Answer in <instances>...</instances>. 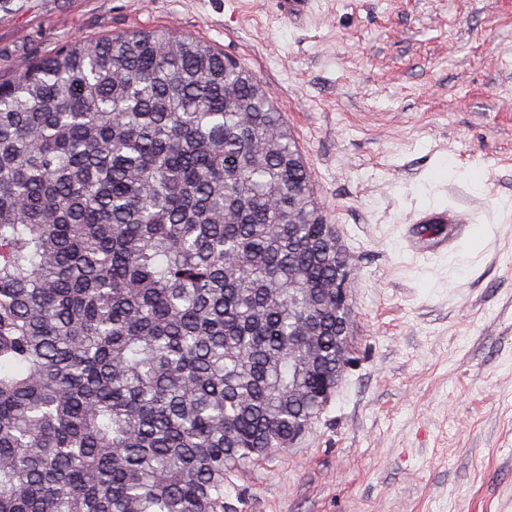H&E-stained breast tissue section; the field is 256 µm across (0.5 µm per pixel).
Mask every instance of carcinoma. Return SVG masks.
Masks as SVG:
<instances>
[{
	"label": "carcinoma",
	"mask_w": 512,
	"mask_h": 512,
	"mask_svg": "<svg viewBox=\"0 0 512 512\" xmlns=\"http://www.w3.org/2000/svg\"><path fill=\"white\" fill-rule=\"evenodd\" d=\"M321 219L281 113L196 38L3 72L0 512H224L347 365Z\"/></svg>",
	"instance_id": "1"
}]
</instances>
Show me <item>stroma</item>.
<instances>
[{"label": "stroma", "mask_w": 512, "mask_h": 512, "mask_svg": "<svg viewBox=\"0 0 512 512\" xmlns=\"http://www.w3.org/2000/svg\"><path fill=\"white\" fill-rule=\"evenodd\" d=\"M223 50L270 95L354 260L351 362L294 447L232 472L224 512H512V0H24L0 68L102 32ZM472 217L440 255L409 217Z\"/></svg>", "instance_id": "obj_1"}]
</instances>
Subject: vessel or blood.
Masks as SVG:
<instances>
[{"mask_svg": "<svg viewBox=\"0 0 512 512\" xmlns=\"http://www.w3.org/2000/svg\"><path fill=\"white\" fill-rule=\"evenodd\" d=\"M409 223L412 230L404 241L407 249L416 253L425 248L434 253L448 251L467 230L464 216L448 210L420 211L410 217Z\"/></svg>", "mask_w": 512, "mask_h": 512, "instance_id": "vessel-or-blood-1", "label": "vessel or blood"}]
</instances>
